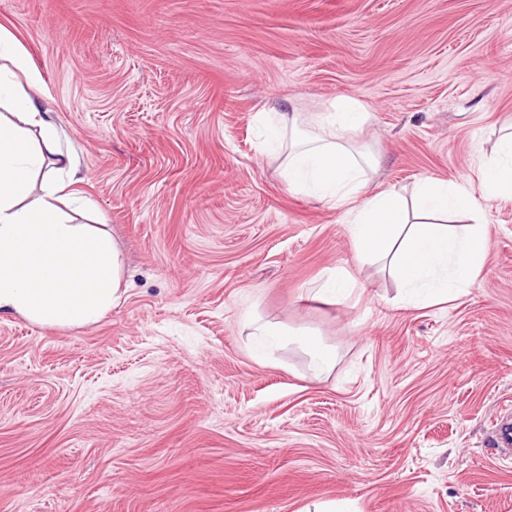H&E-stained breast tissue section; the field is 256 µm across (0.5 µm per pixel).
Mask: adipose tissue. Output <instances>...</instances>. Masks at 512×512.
<instances>
[{"label":"adipose tissue","instance_id":"obj_1","mask_svg":"<svg viewBox=\"0 0 512 512\" xmlns=\"http://www.w3.org/2000/svg\"><path fill=\"white\" fill-rule=\"evenodd\" d=\"M49 92L26 48L0 24V312L40 323L82 327L119 304L121 254L101 232L77 223L94 204L77 187L71 156L41 102ZM367 110L340 97L323 109L261 113L276 137H287L283 174L295 194L342 209L358 261L381 263L405 291L399 308L447 299L468 288L482 268L487 233L448 224L485 200L512 196V135L480 176L463 182L423 180L412 200L393 191L367 194L376 159L360 143ZM256 357L291 344L304 348L314 380L324 381L336 353L311 334L253 322Z\"/></svg>","mask_w":512,"mask_h":512}]
</instances>
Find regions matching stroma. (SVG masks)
<instances>
[{
	"mask_svg": "<svg viewBox=\"0 0 512 512\" xmlns=\"http://www.w3.org/2000/svg\"><path fill=\"white\" fill-rule=\"evenodd\" d=\"M123 257L70 328L0 314V512H512V198L448 301L399 309L265 108L369 112L371 191L476 178L512 126V0H0ZM359 291L320 298L330 272ZM319 336L261 362L250 323ZM251 336L258 340L255 356L258 360L267 358L268 349L298 344L304 348L309 358V371L316 381H324L336 366V352L311 334H292L270 323L252 322ZM512 413L509 409V418L503 417L496 422L493 428V448L504 454L512 453ZM508 422V424H506Z\"/></svg>",
	"mask_w": 512,
	"mask_h": 512,
	"instance_id": "stroma-1",
	"label": "stroma"
}]
</instances>
